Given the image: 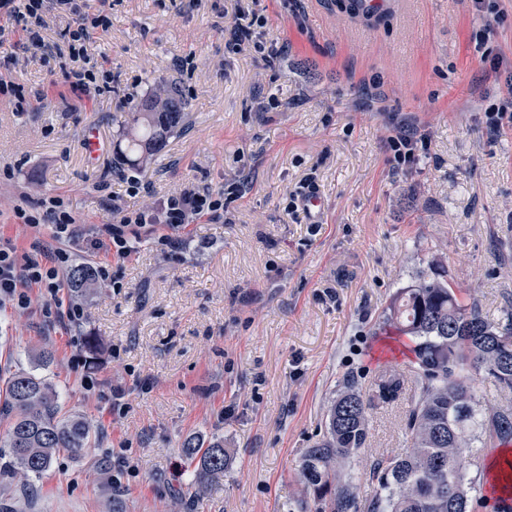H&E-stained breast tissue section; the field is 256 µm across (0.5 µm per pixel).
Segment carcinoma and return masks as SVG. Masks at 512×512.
I'll list each match as a JSON object with an SVG mask.
<instances>
[{
	"label": "carcinoma",
	"instance_id": "carcinoma-1",
	"mask_svg": "<svg viewBox=\"0 0 512 512\" xmlns=\"http://www.w3.org/2000/svg\"><path fill=\"white\" fill-rule=\"evenodd\" d=\"M150 94L123 125L122 151L133 167L160 154L168 136L187 121L185 101L175 86ZM79 292L93 285L96 272L78 265L67 273ZM389 326L412 337L415 345L408 373L414 394L406 414V448L376 458L369 480L377 492L360 504L356 487L345 480L340 463L364 453L371 412L397 401L405 379L380 377L366 394L355 379L343 381L328 411L326 434L306 449L300 474L313 491L318 512H475L464 451L479 442L512 444V310L497 323L482 315L478 300L461 297L444 276L434 271L400 289L385 315ZM481 375L498 387L503 403L477 408L471 387ZM13 420L0 447L9 457L7 472L26 481L52 469L62 452L84 456L93 450L90 428L78 417H59L58 396L48 379L19 371L0 387ZM182 450L194 464L196 483L224 476V440L204 445L187 439Z\"/></svg>",
	"mask_w": 512,
	"mask_h": 512
}]
</instances>
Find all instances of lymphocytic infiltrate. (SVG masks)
Returning a JSON list of instances; mask_svg holds the SVG:
<instances>
[{
    "mask_svg": "<svg viewBox=\"0 0 512 512\" xmlns=\"http://www.w3.org/2000/svg\"><path fill=\"white\" fill-rule=\"evenodd\" d=\"M97 2V7L92 8L87 0H0V17L16 24L12 30L0 27V48L9 49L7 61H16L18 52L34 54L42 49L44 17L53 12L69 21L64 39L71 59L79 64L78 69L67 73L72 87L87 91L98 80H109V73L101 72L98 63L87 55L86 44L92 34L112 25V0ZM13 215L19 223L37 229L38 234L23 249L0 236V307L24 309L37 298L42 302L47 326L80 320L81 307L65 302L62 294L61 271L70 257L67 246L75 240L76 224L63 198L45 197L33 210L14 207ZM203 217L223 221V191L187 186L158 206L135 211L113 204L111 222L97 227V246L107 257L98 267L99 276L109 278L111 259L129 257L142 238L157 239L166 247L175 246L187 226ZM43 228L49 229V237L58 241V249L46 245V239L39 234Z\"/></svg>",
    "mask_w": 512,
    "mask_h": 512,
    "instance_id": "f902f5d3",
    "label": "lymphocytic infiltrate"
}]
</instances>
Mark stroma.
I'll list each match as a JSON object with an SVG mask.
<instances>
[{
  "instance_id": "stroma-1",
  "label": "stroma",
  "mask_w": 512,
  "mask_h": 512,
  "mask_svg": "<svg viewBox=\"0 0 512 512\" xmlns=\"http://www.w3.org/2000/svg\"><path fill=\"white\" fill-rule=\"evenodd\" d=\"M340 3L114 0L87 44L112 76L99 92L66 83V21L52 15L45 53L0 71L26 95L0 100V236L18 247L33 237L13 217L24 199L61 196L79 220L71 264L97 266L108 199L133 211L186 185H243L223 222L113 261L79 323L47 327L36 304L0 310V371L42 372L62 415L97 439L42 479L0 482V512H301L313 500L301 456L342 377L367 389L409 361L408 337L384 323L399 289L434 265L487 320L512 306V121L486 123L512 72V0L491 19L472 0H395L372 26ZM244 10L265 16L272 56L249 41L228 51ZM158 78L179 86L188 129L135 170L119 130ZM403 121L426 148L394 172L387 139ZM308 182L323 203L312 220L288 212ZM88 336L101 340L93 361ZM115 388L125 413L104 400ZM412 395L373 411L367 456L402 448ZM189 438L223 439V478L195 484Z\"/></svg>"
}]
</instances>
